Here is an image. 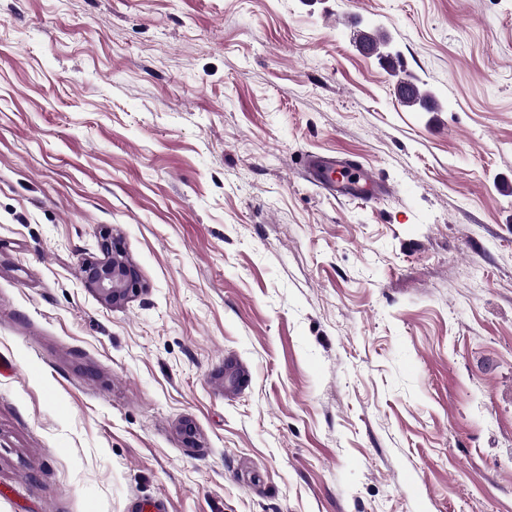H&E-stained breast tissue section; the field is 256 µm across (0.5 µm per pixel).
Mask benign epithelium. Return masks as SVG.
Listing matches in <instances>:
<instances>
[{"label":"benign epithelium","mask_w":512,"mask_h":512,"mask_svg":"<svg viewBox=\"0 0 512 512\" xmlns=\"http://www.w3.org/2000/svg\"><path fill=\"white\" fill-rule=\"evenodd\" d=\"M99 250L100 257L83 261L82 284L104 305H124L145 289L139 271L127 259L124 244L112 229H101Z\"/></svg>","instance_id":"1"}]
</instances>
